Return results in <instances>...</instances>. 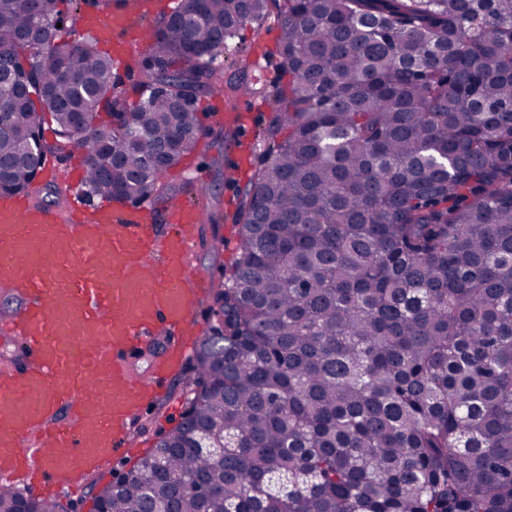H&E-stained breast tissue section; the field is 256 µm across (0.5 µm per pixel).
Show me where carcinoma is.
<instances>
[{
    "instance_id": "cac0c4a2",
    "label": "carcinoma",
    "mask_w": 512,
    "mask_h": 512,
    "mask_svg": "<svg viewBox=\"0 0 512 512\" xmlns=\"http://www.w3.org/2000/svg\"><path fill=\"white\" fill-rule=\"evenodd\" d=\"M61 2L0 0L3 196L48 119L88 197L172 190L200 97L265 93L215 65L248 24L277 17L288 77L238 192L224 348L202 339L182 422L94 512H512V0H179L133 99ZM29 501L54 512L0 488Z\"/></svg>"
}]
</instances>
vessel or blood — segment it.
I'll return each instance as SVG.
<instances>
[{"label":"vessel or blood","instance_id":"1","mask_svg":"<svg viewBox=\"0 0 512 512\" xmlns=\"http://www.w3.org/2000/svg\"><path fill=\"white\" fill-rule=\"evenodd\" d=\"M120 63L139 39L124 0L89 20ZM159 233L146 201L61 211L0 200V282L22 302L0 320L21 357L0 367V485L53 502L129 452V427L167 393L201 339L202 289L189 265L202 215L172 209ZM167 345L145 377L131 368L158 335Z\"/></svg>","mask_w":512,"mask_h":512}]
</instances>
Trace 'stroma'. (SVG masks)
Listing matches in <instances>:
<instances>
[{"mask_svg": "<svg viewBox=\"0 0 512 512\" xmlns=\"http://www.w3.org/2000/svg\"><path fill=\"white\" fill-rule=\"evenodd\" d=\"M281 29L277 21L267 19L262 25L241 29L224 52V70L237 71L240 63H248V74L272 84L282 71L283 59L278 52ZM210 99L199 103L201 136L197 149L184 157L170 171L168 181L177 190L170 200H155L153 222L167 230L168 211L178 205H192L206 216L201 224L199 239L191 258L194 274L211 277L214 283L225 282L231 273L238 241L230 230L227 216L229 201L239 185L245 184L261 161L260 151H253L245 168L239 170L235 182L225 178L227 168L239 155L238 149L224 139V126L215 121ZM210 185L207 194L199 193V185ZM195 376L193 359H186L171 379L168 394L148 413L138 418L131 428L132 446L136 453L113 460L106 474L88 481L83 490L69 493L60 501V512H93V497L97 489L109 485L115 477L131 468L138 457L154 448L159 438L174 429L182 420L185 399Z\"/></svg>", "mask_w": 512, "mask_h": 512, "instance_id": "stroma-1", "label": "stroma"}]
</instances>
